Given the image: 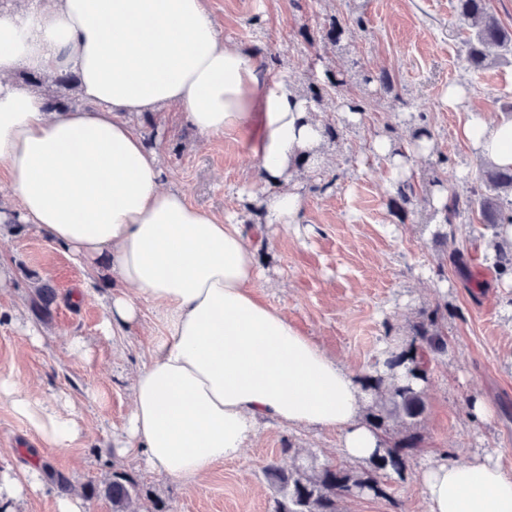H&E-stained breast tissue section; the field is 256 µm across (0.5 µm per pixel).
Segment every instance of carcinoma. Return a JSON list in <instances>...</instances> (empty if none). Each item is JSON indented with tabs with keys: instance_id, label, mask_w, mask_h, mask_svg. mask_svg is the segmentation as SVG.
<instances>
[{
	"instance_id": "carcinoma-1",
	"label": "carcinoma",
	"mask_w": 512,
	"mask_h": 512,
	"mask_svg": "<svg viewBox=\"0 0 512 512\" xmlns=\"http://www.w3.org/2000/svg\"><path fill=\"white\" fill-rule=\"evenodd\" d=\"M458 20L470 35L464 44V60L474 72L512 55V30L502 25L490 11L488 0H456ZM480 184L465 199L450 196L440 209V225L448 226L463 210H478L482 224L490 230L488 248L500 274L512 272V243L504 238V227L512 226V167L484 165ZM417 197L413 181L396 183L390 206L406 210ZM439 309L423 310L413 328V337L399 352L390 350L384 365L388 372L369 375L365 385L375 392L374 404L365 417L366 424L385 436L383 448L368 459L369 467H336L317 462L309 456L287 469L269 464L264 475L273 494L268 512H339L342 499L357 492L385 495L381 477L391 470L402 473L408 466L414 444L386 439L390 421L400 419L406 425L417 422L424 410L422 384L428 376L429 355L444 353L448 342L440 324ZM404 368L403 377L394 369ZM104 493L112 500V512H138L140 488L123 471L112 472V482Z\"/></svg>"
}]
</instances>
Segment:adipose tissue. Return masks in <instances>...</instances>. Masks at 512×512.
I'll list each match as a JSON object with an SVG mask.
<instances>
[{"instance_id": "ef3b65f1", "label": "adipose tissue", "mask_w": 512, "mask_h": 512, "mask_svg": "<svg viewBox=\"0 0 512 512\" xmlns=\"http://www.w3.org/2000/svg\"><path fill=\"white\" fill-rule=\"evenodd\" d=\"M21 70L75 73L84 107L52 110L45 91L15 86ZM314 110L259 55L223 40L206 0L0 5V171L13 190L0 223L36 228L91 272L109 261L113 335L138 324L143 306L159 319L111 454L192 482L239 457L266 418L338 431L353 462L377 450L354 373L255 298L260 246L237 214L200 209L167 186L158 150L130 122L174 112L208 138L260 115L248 194L261 197L265 224H295V163L322 160ZM459 134L481 159L512 166V119L472 112ZM0 403L48 447L81 436L72 410L2 377ZM421 483L428 512H512V473L489 457L437 463Z\"/></svg>"}]
</instances>
